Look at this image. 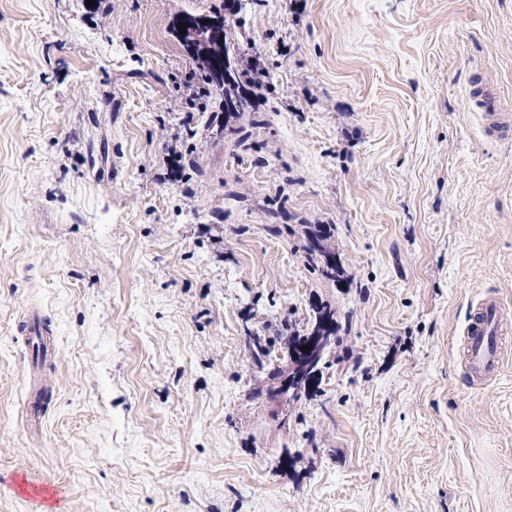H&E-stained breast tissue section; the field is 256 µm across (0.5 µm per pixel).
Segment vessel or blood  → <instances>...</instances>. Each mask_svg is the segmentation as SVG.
<instances>
[{"label": "vessel or blood", "mask_w": 512, "mask_h": 512, "mask_svg": "<svg viewBox=\"0 0 512 512\" xmlns=\"http://www.w3.org/2000/svg\"><path fill=\"white\" fill-rule=\"evenodd\" d=\"M472 95L481 110L486 132L496 138L512 136V115L499 111L497 99L481 88L474 89ZM504 315L503 305L497 297L483 296L463 330L466 363L473 386H481L496 378L499 372ZM8 488L27 498L31 512H60L63 505V497L56 488L24 474L16 476Z\"/></svg>", "instance_id": "b4317fda"}]
</instances>
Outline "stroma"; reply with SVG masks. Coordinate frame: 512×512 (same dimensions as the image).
I'll use <instances>...</instances> for the list:
<instances>
[{
	"mask_svg": "<svg viewBox=\"0 0 512 512\" xmlns=\"http://www.w3.org/2000/svg\"><path fill=\"white\" fill-rule=\"evenodd\" d=\"M217 2L0 0V483L64 512H512V335L483 389L461 364L474 302L512 314V138L469 99L512 114V0H243L271 83L240 113L178 32ZM319 303L343 342L271 402L249 339L287 367ZM475 103L481 109L485 131L496 138H509L512 134V118L506 112H497L498 100L487 95L482 88H475L472 92ZM321 233L322 231L320 230L308 238V244L304 248L306 252L305 258L307 264L315 272L324 276L336 278V276H339V273L341 272V267L339 263L334 265L329 264L327 258L331 251L325 246V240H327L326 236ZM8 488L24 495L33 512L60 510L63 506V497L56 488L24 474H18L9 483Z\"/></svg>",
	"mask_w": 512,
	"mask_h": 512,
	"instance_id": "stroma-1",
	"label": "stroma"
}]
</instances>
